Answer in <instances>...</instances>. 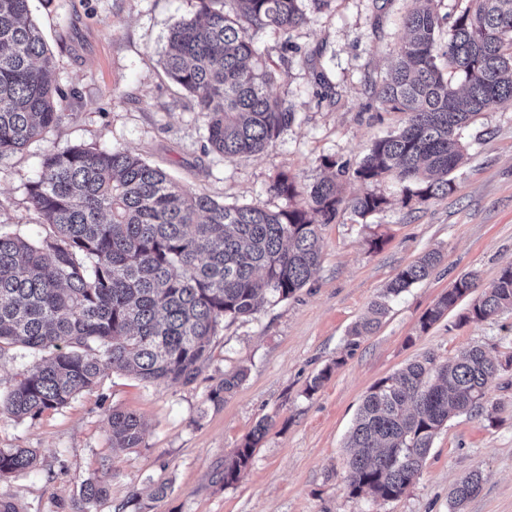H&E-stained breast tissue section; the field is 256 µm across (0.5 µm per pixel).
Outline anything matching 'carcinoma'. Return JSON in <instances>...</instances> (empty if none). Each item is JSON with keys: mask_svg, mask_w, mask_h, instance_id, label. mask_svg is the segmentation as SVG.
<instances>
[{"mask_svg": "<svg viewBox=\"0 0 512 512\" xmlns=\"http://www.w3.org/2000/svg\"><path fill=\"white\" fill-rule=\"evenodd\" d=\"M332 0H198V10L169 31L166 75L197 100L207 118L209 151L231 159L268 148L294 112L268 87L283 74L262 59L251 31H290ZM394 64L375 89L385 112L405 114L402 127L376 140L354 170L336 160L332 175L299 190L279 174L270 189L291 201L278 211L226 205L192 193L127 151L71 146L48 153L27 187L29 202L50 232L33 242L0 231V350L21 344L50 357L34 363L0 402L23 419L66 405L110 366L150 385L189 383L209 359L212 337L225 319L257 313L264 298L285 300L303 288L322 257L319 227L351 210L365 217L386 197L370 189L382 179L402 185V204L426 203L453 191L449 178L466 149L461 133L472 120L512 100V0H468L454 18L436 0H412ZM29 0H0V157L43 139L58 123L54 67ZM365 185L352 198L346 175ZM439 253L424 254L389 283L373 317L351 335L371 333L386 300L430 276ZM480 287L479 276L457 279L422 316L425 332ZM512 310V263L484 287L469 317ZM496 363L480 346L455 360L414 361L372 385L350 432L346 489L387 502L414 483L438 432L454 416L479 410ZM245 379L229 373L209 400L220 405ZM114 448H136L138 416L108 417ZM269 430L261 420L229 460L224 483L237 480ZM33 448H0V476L33 469ZM480 471L450 490L452 506L475 497ZM106 494L88 482L76 512Z\"/></svg>", "mask_w": 512, "mask_h": 512, "instance_id": "cac0c4a2", "label": "carcinoma"}]
</instances>
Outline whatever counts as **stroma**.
Listing matches in <instances>:
<instances>
[{"instance_id":"stroma-1","label":"stroma","mask_w":512,"mask_h":512,"mask_svg":"<svg viewBox=\"0 0 512 512\" xmlns=\"http://www.w3.org/2000/svg\"><path fill=\"white\" fill-rule=\"evenodd\" d=\"M409 4L333 0L291 32L256 31L263 58L284 73L270 91L287 98L294 119L263 153L228 160L207 150L204 115L161 65L169 29L197 0H30L68 95L46 139L0 159V231L46 235L27 187L48 152L80 144L137 154L220 202L287 207L269 190L278 174L306 187L325 176L324 159L356 168L375 139L401 125L402 113L378 109L372 87L390 69ZM462 137L466 159L447 197L405 207L400 184L375 183L388 207L321 225L322 259L308 283L253 316L224 320L193 382L151 386L108 368L64 407L24 419L0 413V448L38 454L35 468L0 477V499L18 512H74L82 485L99 481L107 494L92 512H135L130 498L152 483L168 493L149 512H456L448 493L477 469L481 491L457 512H512V311L470 320L466 298L419 329L456 279L475 272L487 285L512 263V101L482 113ZM430 251L441 255L430 277L391 299L380 328L350 346L351 328L392 279ZM474 345L502 363L483 411L448 421L398 499L349 495L346 443L368 389L411 361L443 363ZM241 368L242 384L213 405L210 391ZM325 368L329 379L309 392ZM115 409L141 418L139 447L113 448ZM263 419L271 428L249 467L225 483V459Z\"/></svg>"}]
</instances>
